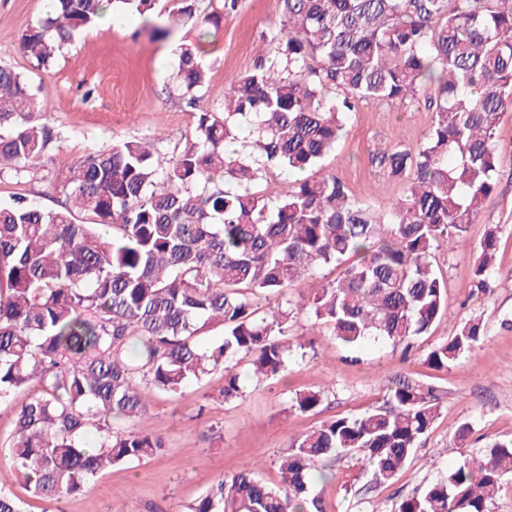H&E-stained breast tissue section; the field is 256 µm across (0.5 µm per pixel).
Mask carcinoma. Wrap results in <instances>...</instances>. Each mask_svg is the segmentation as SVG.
<instances>
[{
  "label": "carcinoma",
  "mask_w": 512,
  "mask_h": 512,
  "mask_svg": "<svg viewBox=\"0 0 512 512\" xmlns=\"http://www.w3.org/2000/svg\"><path fill=\"white\" fill-rule=\"evenodd\" d=\"M19 38L37 68L96 26L107 9L135 13L143 32L170 39L197 18L196 41L176 48L180 103L193 127L169 156L137 138L64 165L59 209L23 196L0 204V399L28 386L5 448L31 496L59 500L101 471L141 463L161 435L123 432L149 393L178 394L222 365L224 401L242 396L233 361L251 358L256 381L288 368L296 323L289 300L259 315L302 277L348 262L306 304L349 347L408 343L440 316L447 282L442 246L466 244L495 191V131L512 109V0H281L279 25L235 77L220 107L201 106L209 69L203 40L240 0H173L162 24L157 0H46ZM366 101L420 108L431 124L415 145L375 148L371 165L401 182L383 212L334 176L316 175L350 114ZM27 79L0 64V177H19L58 141ZM282 177L271 194L260 185ZM498 243L478 246L477 287H488ZM220 331L206 344L205 331ZM468 319L424 363L446 371L483 336ZM327 393L295 394L291 408L317 411ZM436 389L405 376L381 405L336 415L295 439L270 487L252 466L220 476L188 512H325L311 479L328 456L357 458L371 489L392 483L430 432ZM99 434L96 446L84 437ZM512 475V440L464 457L447 474L401 498L395 512H489Z\"/></svg>",
  "instance_id": "obj_1"
}]
</instances>
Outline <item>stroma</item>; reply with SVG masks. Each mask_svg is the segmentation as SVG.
<instances>
[{"label": "stroma", "mask_w": 512, "mask_h": 512, "mask_svg": "<svg viewBox=\"0 0 512 512\" xmlns=\"http://www.w3.org/2000/svg\"><path fill=\"white\" fill-rule=\"evenodd\" d=\"M45 12V0H0V62L23 73L46 104V117L60 141L36 167L21 177L0 178V202L17 195L45 208L63 197L54 173L84 154L128 137L157 139L163 152L181 147L193 120L181 106L172 79L178 40H195L198 31L186 22L169 42L141 34V17L121 14L101 21L67 47L49 69H37L20 52L18 39ZM281 20L279 0H242L207 46L213 62L204 103L216 107L232 79L250 68L262 31ZM425 110L400 111L397 105L362 103L352 113L335 152L322 172L340 179L360 201L386 210L403 193L402 184L372 167L368 156L382 142L413 144L426 132ZM500 158L498 184L484 202L479 220L470 225V248H440L437 271L448 282L445 309L410 350L388 343L344 346L325 328H311L299 317L289 341L297 351L284 377L263 383L251 377L249 358L235 367L242 397L224 401V371L215 369L180 394L151 395L148 412L134 431L162 434L164 449L149 460L102 471L82 493L61 502L31 497L4 449L19 407L31 399L25 389L0 402V491L19 498L23 512H186L223 475L259 463L260 478L279 481L278 461L293 439L327 418L359 415L387 395L394 376L402 374L436 386L439 416L410 462L390 485L368 490L369 475L346 460H328L332 477L316 482L327 512H393L396 502L455 465L460 451L453 438L470 424L469 452L512 439V110L496 131ZM497 225L499 241L490 291L475 286L476 248L488 225ZM477 317L484 334L470 354L449 370L437 372L424 363L427 352L453 336L461 322ZM324 387L328 395L319 412L291 408L295 392Z\"/></svg>", "instance_id": "obj_1"}]
</instances>
